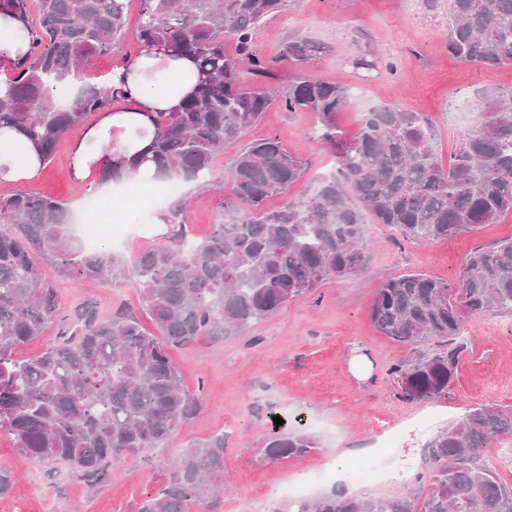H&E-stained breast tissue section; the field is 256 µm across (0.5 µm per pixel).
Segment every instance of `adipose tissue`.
<instances>
[{
	"mask_svg": "<svg viewBox=\"0 0 512 512\" xmlns=\"http://www.w3.org/2000/svg\"><path fill=\"white\" fill-rule=\"evenodd\" d=\"M108 81L121 86L124 93L100 111L95 123L74 143L71 175L99 199L101 220L111 222L121 219L122 213L113 202L112 184L104 180V173L117 172L129 203L159 183L151 164L130 171L123 162L149 143L155 113L180 110L195 89L198 71L192 60L158 43L127 57ZM43 167L38 151L15 129L0 128V180L28 183L38 178Z\"/></svg>",
	"mask_w": 512,
	"mask_h": 512,
	"instance_id": "obj_1",
	"label": "adipose tissue"
}]
</instances>
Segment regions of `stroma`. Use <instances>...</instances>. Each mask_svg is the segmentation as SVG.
I'll list each match as a JSON object with an SVG mask.
<instances>
[{
	"label": "stroma",
	"mask_w": 512,
	"mask_h": 512,
	"mask_svg": "<svg viewBox=\"0 0 512 512\" xmlns=\"http://www.w3.org/2000/svg\"><path fill=\"white\" fill-rule=\"evenodd\" d=\"M140 7V0H129L123 41L81 67L86 84L102 83L137 51ZM447 29L448 0H293L288 13L269 17L254 49L276 60L281 81L306 72L354 88L355 97L337 116L347 137L357 134L366 112L394 105L430 121L447 158L479 121L483 96L512 88L510 66L474 68L458 62L448 51ZM298 34L316 47L301 66L288 58V45ZM315 122L309 112L270 108L240 143L227 145L218 155L214 179L227 178V164L241 144L276 134L291 153L307 160L308 169L287 198L268 199L266 206L276 209L285 200L304 199L316 177L336 168L333 150L312 135ZM77 138L73 132L59 143L28 189L60 199L67 209H80L84 221L73 227L78 237L95 231L115 262L129 268L143 250L161 241V228L152 222L156 210L186 206L194 238L210 235L224 197L196 179L182 180L174 194L154 187L126 223H98L85 186L70 175ZM369 232L373 244L363 272L322 281L312 293L246 332L204 336L170 349L186 388L202 394L198 414L161 447L111 462L102 482L91 484L68 466L33 459L0 433V470L8 471L13 481L0 495V512H138L146 494L166 482L171 460L217 433L224 436V493L213 507L194 512H290V497L272 492V485L330 466L347 448L374 450L384 458L390 479L354 484L344 476H330L317 493L339 487L357 497L396 496L432 434L468 409L512 406V315L467 317L465 348L447 396L408 402L398 396L387 370L410 350L372 324L376 293L384 281L415 271L456 280L474 249L512 237V214L476 232L426 244L407 242L386 224H370ZM43 271L68 311L85 305L103 317L120 309L142 311L130 281L63 276L48 264ZM277 416L286 427L311 433L317 449L300 457L267 459L265 436Z\"/></svg>",
	"instance_id": "stroma-1"
}]
</instances>
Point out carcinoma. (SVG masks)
Returning <instances> with one entry per match:
<instances>
[{"label": "carcinoma", "mask_w": 512, "mask_h": 512, "mask_svg": "<svg viewBox=\"0 0 512 512\" xmlns=\"http://www.w3.org/2000/svg\"><path fill=\"white\" fill-rule=\"evenodd\" d=\"M292 0H141L137 42H165L197 62L202 80L178 112H158L149 147L130 167L152 163L165 180L204 178L215 155L239 139L271 106L311 112L317 139L335 151L336 173L299 202L267 211L307 162L277 136L245 145L229 167L224 211L211 234L189 242L184 208L170 212L172 231L140 253L133 266L154 331L120 312L102 319L87 306L70 315L34 261L76 278L126 276L104 247L87 248L72 232L71 215L55 198L19 190L0 196V432L40 461L69 466L84 480L101 481L108 464L157 448L195 414L199 396L184 386L167 349L202 336H230L311 293L325 279L362 272L370 245L362 210L416 244L448 240L512 214V90L483 98L480 121L443 163L431 128L417 112H369L347 139L336 123L352 97L348 86L299 75L275 91L277 61L254 44L265 19ZM39 21L27 27L24 61L0 80V127L28 139L42 161L67 131L110 105L118 88L87 86L67 106L47 93L45 78L68 84L90 57L121 42L127 0H0V13ZM237 51H224V39ZM448 51L476 67L512 66V0H448ZM312 46L298 39L288 57L302 64ZM266 80L248 86L244 75ZM512 312V238L475 250L451 282L422 273L386 280L370 317L379 333L417 347L432 340L448 350L393 364L401 399L448 394L464 349L456 340L464 316ZM58 323V336L40 354L18 350ZM512 437V407L470 409L426 443L427 471L392 498L331 492L300 498L291 512H512V482L483 457L494 438ZM317 447L304 430H271L270 459ZM224 485V435L182 450L165 485L139 512H188L217 498Z\"/></svg>", "instance_id": "cac0c4a2"}]
</instances>
